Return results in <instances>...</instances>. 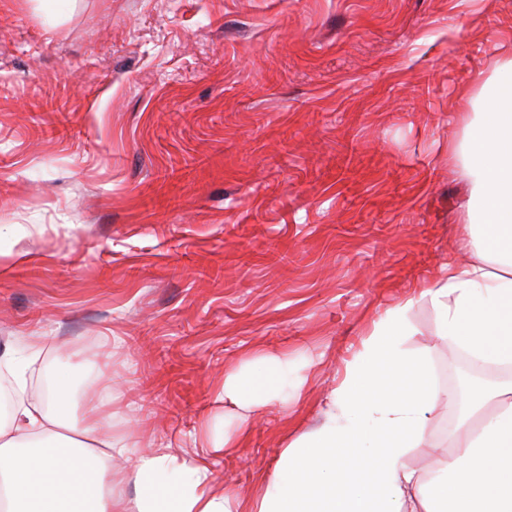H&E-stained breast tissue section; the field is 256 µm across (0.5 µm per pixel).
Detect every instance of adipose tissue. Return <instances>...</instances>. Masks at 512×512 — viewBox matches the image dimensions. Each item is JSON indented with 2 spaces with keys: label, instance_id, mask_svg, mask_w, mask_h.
Listing matches in <instances>:
<instances>
[{
  "label": "adipose tissue",
  "instance_id": "1",
  "mask_svg": "<svg viewBox=\"0 0 512 512\" xmlns=\"http://www.w3.org/2000/svg\"><path fill=\"white\" fill-rule=\"evenodd\" d=\"M486 83L493 94L471 100L482 108L478 132L448 148L449 161H463L470 178L468 262L445 263L416 299L374 322L345 361L319 424L282 448L252 502L213 492L209 466H187L171 446L140 452L108 436L109 394L76 392L70 377L58 375L43 399L27 398L26 371L45 345L34 336L26 356L9 361L14 399L9 422L0 423L8 512H512V381L474 389L481 419L456 427L453 453L424 473L406 462L438 404H460L436 385L425 355L404 346L415 301L430 303L439 335L474 361L512 364V83ZM305 382L274 358L262 371L226 375L218 398L245 421L298 396ZM117 459L124 470H114ZM129 479L135 495L115 493Z\"/></svg>",
  "mask_w": 512,
  "mask_h": 512
}]
</instances>
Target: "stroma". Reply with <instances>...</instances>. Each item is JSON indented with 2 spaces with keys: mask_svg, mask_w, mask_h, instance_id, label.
Returning <instances> with one entry per match:
<instances>
[{
  "mask_svg": "<svg viewBox=\"0 0 512 512\" xmlns=\"http://www.w3.org/2000/svg\"><path fill=\"white\" fill-rule=\"evenodd\" d=\"M506 52L512 0H0V356L48 337L30 397L111 388L113 435L250 502L373 322L464 258L448 147ZM409 322L455 388L432 307ZM267 356L307 380L236 427L224 377Z\"/></svg>",
  "mask_w": 512,
  "mask_h": 512,
  "instance_id": "stroma-1",
  "label": "stroma"
}]
</instances>
